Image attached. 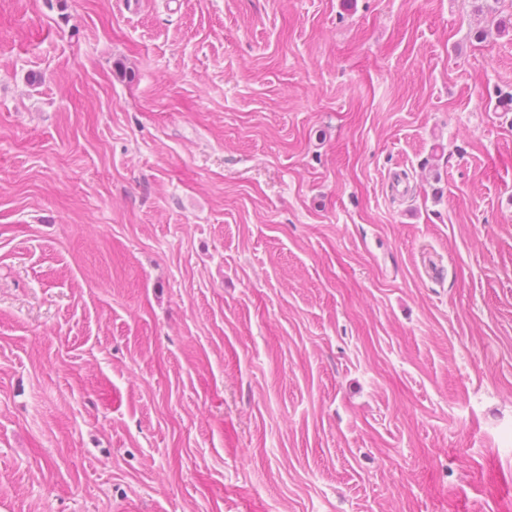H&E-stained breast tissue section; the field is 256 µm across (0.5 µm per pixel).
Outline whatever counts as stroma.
<instances>
[{
	"label": "stroma",
	"mask_w": 512,
	"mask_h": 512,
	"mask_svg": "<svg viewBox=\"0 0 512 512\" xmlns=\"http://www.w3.org/2000/svg\"><path fill=\"white\" fill-rule=\"evenodd\" d=\"M512 0H0V512H512Z\"/></svg>",
	"instance_id": "stroma-1"
}]
</instances>
